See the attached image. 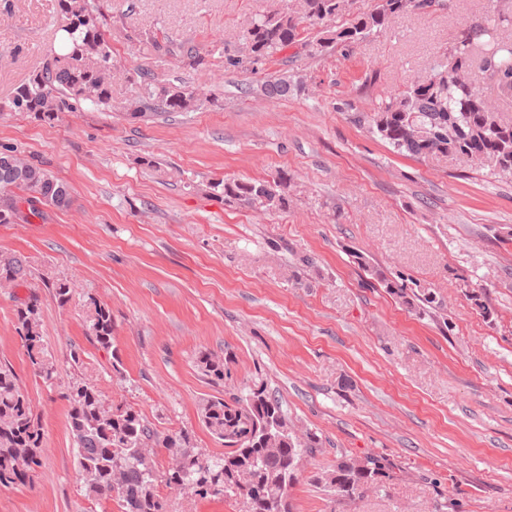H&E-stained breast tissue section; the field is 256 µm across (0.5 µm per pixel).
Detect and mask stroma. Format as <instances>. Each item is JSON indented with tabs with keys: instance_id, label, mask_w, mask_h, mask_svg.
<instances>
[{
	"instance_id": "35a3bbf8",
	"label": "stroma",
	"mask_w": 512,
	"mask_h": 512,
	"mask_svg": "<svg viewBox=\"0 0 512 512\" xmlns=\"http://www.w3.org/2000/svg\"><path fill=\"white\" fill-rule=\"evenodd\" d=\"M57 2L0 0V149L43 162L73 197L70 208L0 224V255L30 270L27 286L0 288V361L18 374L47 448L30 480L0 487V512H117L87 499L75 465L65 395L80 378L218 454L199 403L261 383L298 429L322 436L307 473L342 454L395 467L386 491L340 507L300 479L293 512H512V182L395 153L352 120L424 74L498 0H446L321 56L307 47L314 26L255 62L239 58L243 28L288 0H110L111 111L86 100L47 123L8 104L55 47ZM144 31L168 54L150 55ZM188 47L204 65L189 66ZM143 68L207 104L131 119ZM282 75L300 77L303 92L265 96L263 82ZM280 172L283 209L213 191ZM362 258L431 291L435 307L408 309ZM56 280L73 285L66 301ZM32 289L55 361L49 384L15 331ZM92 299L112 311L115 351L87 336ZM202 351L223 356V385L199 371Z\"/></svg>"
}]
</instances>
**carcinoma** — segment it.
I'll return each instance as SVG.
<instances>
[{"instance_id":"1","label":"carcinoma","mask_w":512,"mask_h":512,"mask_svg":"<svg viewBox=\"0 0 512 512\" xmlns=\"http://www.w3.org/2000/svg\"><path fill=\"white\" fill-rule=\"evenodd\" d=\"M340 0H289L288 10H272L253 18L242 39L256 46V58L266 59L301 40L306 27L328 20L336 13L328 5ZM61 30L69 35L70 47L55 54L43 69L19 85L11 98L15 112H28L42 121H53L63 110L85 100V91L95 89L92 102L112 106L110 71L112 45L104 29V0H58ZM412 0H381L375 11L359 17L351 26L320 32L307 43L313 55L340 44L349 47L381 32L405 13ZM483 25L462 29L434 61L429 72L436 80L426 86L409 83L383 108L360 112L358 124H366L398 153L416 157L451 156L468 166L486 169L495 177L512 179V115L498 111L484 94V87L463 80L458 69L478 68L484 78L512 81V17L494 13ZM141 92L131 115L190 112L200 106V95L186 85L155 83L149 70L139 72ZM294 75L266 81L263 91L279 99L303 92ZM0 152V190L22 192L21 199L36 213L38 206L67 208L71 187L41 163L24 158L8 162ZM224 196L282 209L288 198L281 175L271 180L218 181ZM366 271L407 298L406 285L388 278L381 270L362 263ZM26 261L17 255L0 258V278L27 281ZM39 296L33 292L17 308L15 330L23 343L34 375L48 382L54 365L43 344ZM111 309L90 299L88 336L100 347L112 350V367L121 360L113 349ZM198 367L215 385L224 383V357L203 353ZM69 427L75 459L86 494L96 503L113 502L118 512H168L161 488L185 492L201 500L224 499L241 505L240 512H292L289 489L298 480L305 462L322 448V437L303 433L288 419L280 399L262 385H253L246 395L212 396L199 404V419L206 431L228 451L213 455L197 446L187 430L161 433L129 404L104 406L101 395L84 379L70 385ZM168 451L162 465L157 449ZM46 451L42 425L34 415L13 367L0 363V486L24 484L42 464ZM394 477L393 466L379 455L336 457L327 469L312 475V481L336 497L352 501L369 491H382Z\"/></svg>"}]
</instances>
